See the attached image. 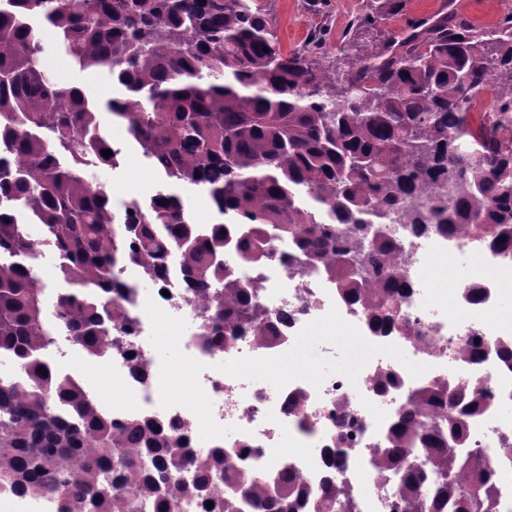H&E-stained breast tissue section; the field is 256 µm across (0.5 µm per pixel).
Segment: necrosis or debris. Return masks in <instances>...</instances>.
Masks as SVG:
<instances>
[{"label":"necrosis or debris","mask_w":512,"mask_h":512,"mask_svg":"<svg viewBox=\"0 0 512 512\" xmlns=\"http://www.w3.org/2000/svg\"><path fill=\"white\" fill-rule=\"evenodd\" d=\"M397 245L393 275L405 276L411 292L402 303V316L413 336H372L358 305L341 300L322 272L300 267L295 247L279 245L274 260L238 267L241 284L258 296L266 309L278 313L284 338L270 348L255 346L251 332H243L231 349L201 351L195 329L203 321L195 293L182 280L176 264L150 287L130 289L121 303L134 321L124 337L123 352L113 354L106 368L121 382L133 404L116 403L112 417L124 421L139 415H160L183 424L188 445L186 459L221 445L246 447V464L273 473L292 466L307 485H317L330 460L340 462L337 476L351 492L362 495L364 512H395L396 487L376 473L372 452L384 438L390 420L402 410L408 388L426 380L448 378L477 389L486 401L468 431V445L482 449L495 474L493 512H512V459L502 453L512 441V370L502 369L497 342L512 339V319L500 308L502 276L507 269L481 248L466 230L450 236L420 235L399 212L386 226ZM459 261V290L482 288L480 303L457 298L454 310L440 309L433 297L430 272L445 254ZM167 313L190 326L182 342L181 365L190 372L205 396L204 408L165 397L159 376L170 364L156 353V323ZM320 321L347 326L369 355L357 366L323 368L316 376L291 364L306 333ZM133 353L139 371H132L126 353ZM289 360L287 372L276 383H244L246 366ZM398 376L402 385L376 395V379ZM303 394L299 410L288 399Z\"/></svg>","instance_id":"1"}]
</instances>
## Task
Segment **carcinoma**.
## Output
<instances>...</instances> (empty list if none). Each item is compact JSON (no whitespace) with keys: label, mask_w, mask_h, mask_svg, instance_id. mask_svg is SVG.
<instances>
[{"label":"carcinoma","mask_w":512,"mask_h":512,"mask_svg":"<svg viewBox=\"0 0 512 512\" xmlns=\"http://www.w3.org/2000/svg\"><path fill=\"white\" fill-rule=\"evenodd\" d=\"M0 5V353L21 374L0 380V491L55 512H182L189 490L208 512H361L331 476L312 490L285 467L272 482L237 465L232 448L202 453L191 484L182 434L165 419L112 420L83 382L42 351L64 327L85 353L112 358L128 315L112 297L127 268L151 280L169 260L201 295L224 342L248 327L267 348L280 336L249 300L224 253L242 264L291 240L357 300L374 336H411L397 283L376 286L396 250L376 228L424 195L409 215L428 233L455 225L512 261V12L494 29L440 13L391 30L402 0H373L353 18L355 63H336L324 34L283 52L271 0H7ZM56 29L81 70H104L123 94L104 108L166 186L122 216L90 184V166L118 163L91 94L52 80L35 24ZM489 85L495 97L477 110ZM112 155L104 157L102 152ZM200 188L222 220L193 223L173 187ZM37 224L41 237L25 230ZM505 237L499 242V237ZM58 253L74 292L47 312L36 277L41 251ZM486 404L444 379L408 390L375 449L397 486L398 512H491L496 490L483 454L468 447Z\"/></svg>","instance_id":"obj_1"}]
</instances>
